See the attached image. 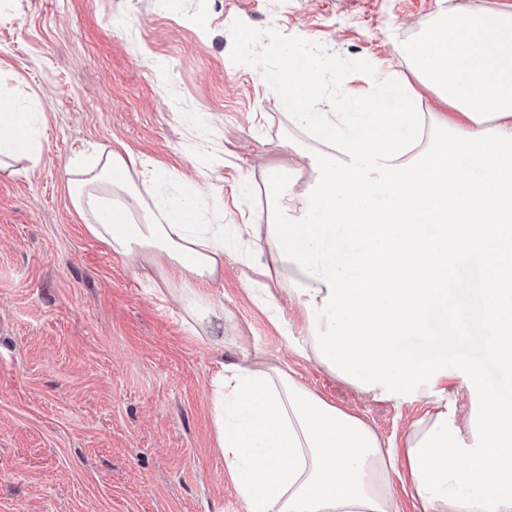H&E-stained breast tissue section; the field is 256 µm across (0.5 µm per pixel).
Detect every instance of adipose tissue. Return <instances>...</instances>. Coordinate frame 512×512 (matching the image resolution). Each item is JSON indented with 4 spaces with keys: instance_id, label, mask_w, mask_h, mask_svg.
I'll use <instances>...</instances> for the list:
<instances>
[{
    "instance_id": "1",
    "label": "adipose tissue",
    "mask_w": 512,
    "mask_h": 512,
    "mask_svg": "<svg viewBox=\"0 0 512 512\" xmlns=\"http://www.w3.org/2000/svg\"><path fill=\"white\" fill-rule=\"evenodd\" d=\"M410 73L377 86L372 103L328 112L310 57L267 73L290 123L322 146L310 175L269 168L265 245L303 321L297 353L364 393L428 397L448 376L447 357L410 355L434 335L433 306L465 258L488 270L479 317L489 350L512 370V12L456 9L398 47ZM440 106L419 111L420 88ZM43 115L0 95V173L37 160ZM134 157L110 151L69 160V195L88 232L136 267L157 262L212 346L224 343V306L211 287L224 271V227L204 223L195 193L158 204L154 181L137 182ZM118 221L103 222L104 213ZM456 349L459 372L482 411L459 423L427 409L402 454L360 417L336 409L279 365L242 360L214 381L213 426L246 512H398L392 476L405 469L420 512H512V402L500 400L477 362ZM468 427L477 447L465 445Z\"/></svg>"
}]
</instances>
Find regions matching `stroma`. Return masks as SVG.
I'll use <instances>...</instances> for the list:
<instances>
[{"label": "stroma", "instance_id": "stroma-1", "mask_svg": "<svg viewBox=\"0 0 512 512\" xmlns=\"http://www.w3.org/2000/svg\"><path fill=\"white\" fill-rule=\"evenodd\" d=\"M461 5L512 11V0H0L1 89L44 114L38 163L0 174V512H245L215 446L211 382L224 362L278 363L389 446L426 402L480 410L458 376L428 400L362 393L294 354L298 314L274 317L255 297L268 169L320 149L262 71L314 53L340 112L373 95L372 72L408 74L399 43ZM112 148L163 173L165 201L197 181L204 222L247 245L245 258L226 250L213 286L223 349L74 210L70 157ZM486 273L475 260L456 267L436 328L477 322ZM458 348L512 396L483 339Z\"/></svg>", "mask_w": 512, "mask_h": 512}]
</instances>
